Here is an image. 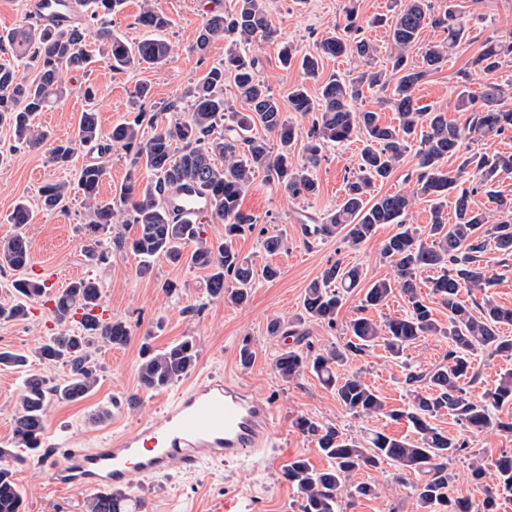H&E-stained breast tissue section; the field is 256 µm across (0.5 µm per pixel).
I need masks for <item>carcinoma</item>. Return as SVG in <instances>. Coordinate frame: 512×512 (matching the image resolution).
Listing matches in <instances>:
<instances>
[{
  "label": "carcinoma",
  "mask_w": 512,
  "mask_h": 512,
  "mask_svg": "<svg viewBox=\"0 0 512 512\" xmlns=\"http://www.w3.org/2000/svg\"><path fill=\"white\" fill-rule=\"evenodd\" d=\"M124 4L125 0H68L64 13L69 23L65 26L27 22L0 33V50L11 52L12 58L0 63V126L9 127L19 143L37 149L47 140L48 134L36 118L70 92L65 73L85 68L90 62L93 49L86 40L89 28H96L98 49L106 53L116 71L167 62L172 46L161 33L169 28L171 20L144 5L137 22L147 36L131 44L113 33L107 21V16ZM344 13L346 24L341 33L322 41L317 54L302 57L300 66L306 74H316L323 55H350L365 63L372 58L375 48L360 36L363 26L354 4H349ZM429 23L443 29L445 37L428 45L422 54V66L411 65L409 53ZM466 36V23L455 0H448V9L438 15L433 13L431 0H404L390 24L391 70L364 71L349 80L331 76L322 83L316 97L300 84L284 102L259 77L261 59L252 50L259 42L276 37L264 0H236L231 11L209 16L199 33L197 52L205 53L210 44L222 40L224 61L212 66L186 91L190 103L187 119L165 125L155 114L146 116L143 105L150 89L142 83L134 87V117L112 126L108 144L101 147V152L107 153L118 144L125 151L129 175L119 188L118 200L99 198L105 174L102 165H84L79 170L77 188L86 209L84 234L91 242L89 261L108 260L112 250L101 249L100 237L111 232L112 225L122 224L133 233L116 236L113 244L115 249L130 250L141 258L139 275L151 273L152 261L160 256L173 264L185 262L209 271L207 288L211 297L240 306L247 302L257 280L271 281L279 275L270 264L257 268L233 247L236 237L257 224L253 215L241 209V198L256 176L264 175L267 182L283 188L292 199L312 196L318 191L313 170L325 146L362 137L357 171L347 179L342 202L322 222L303 225L304 234L339 236L357 247L369 242L381 224L403 226L380 247V255L393 268L394 277L375 281L364 289L361 310L381 306L396 291L407 300L408 310L380 324L367 316L351 320L347 325L349 339L341 348L316 352L308 344L304 353L284 349L274 361V370L282 380L294 381L307 369L334 391L348 413L366 418L384 414L405 418L417 438L409 440L375 431L360 442L333 426H323L306 416L297 418L299 431L314 439L331 461L329 468L317 470L307 459L296 457L282 471L284 480L296 489L299 512H339L340 494L352 474L377 469L387 461L415 474L408 485L417 512H497L500 497L512 496V454L506 452L496 460L495 479L490 484L483 462H471L470 479L482 491L480 500L454 496L448 463L465 453L468 445L449 437L432 422L446 411L471 431L512 433V420L496 415L503 406L512 405V372L501 374L495 387L477 398L471 397L466 388L476 379L472 366L476 351L512 356V336L501 331L504 326H512V308L498 305L488 295L492 278L484 259L490 242L500 255L512 256V197L494 189L503 176L512 174V154L473 151L478 141L512 133V83L493 80L495 72L512 61V37L487 38L471 59V68L488 76V81L475 92L466 85L459 92L458 111L469 113L465 123L457 124L443 112L418 106L413 96L417 85L445 64ZM15 61L32 66L35 77L30 80L20 75ZM393 78L396 86L388 102L398 115L395 125L382 123L373 109L357 107L367 95L385 91ZM226 81L232 82L246 110L227 113ZM287 110L313 118L299 159L295 158L299 129L286 117ZM145 122L151 128L148 134L143 129ZM257 126L271 138L253 135ZM100 142L97 113L85 111L80 115L75 138L52 148L50 161L64 167L73 160L76 144ZM413 142L418 143L416 178L408 174L406 188L377 194L376 186L392 176ZM451 159L458 165L447 170L445 164ZM468 181L469 187L465 186ZM185 186L195 187L210 199L212 219L224 224V241L214 243L203 238L196 217L178 219L172 215L168 196ZM479 190L489 196L496 214L471 206V196ZM70 193L66 182L47 184L41 191L43 206L62 209ZM450 193L455 194L451 223L445 212ZM422 199L431 203L430 224L420 230L405 225V221L416 201ZM32 220L27 204L16 203L9 217L15 232L0 242V268L20 270L30 263L31 246L25 228ZM420 269L439 272L432 281V291L448 308L446 328L437 323L432 308L417 291L416 272ZM229 281L233 282L230 289L226 287ZM361 282L359 266H344L339 261L332 264L305 289L302 316L334 326L344 294ZM15 288L22 300L8 310V316L23 319L28 315L27 302L42 297L45 286L37 280L22 279ZM464 289L480 292L483 303L474 308L466 305L459 299ZM100 299L99 285L91 278L70 284L54 299L51 313L57 324L75 321L79 325V331L61 330L37 348L41 362L68 367L69 374L58 384L50 387L42 375L28 369L27 355L0 351V366L21 368L25 375L12 447L0 448V461L15 456L21 448L32 454L39 451L45 431L47 392L76 402L95 389V345L122 347L130 341L131 330L125 322L104 321L94 314ZM295 326L294 321L274 319L268 332L271 336H295ZM427 336L448 338V352L432 368L411 369L406 374V383L413 390L405 411H386L381 395L360 374L336 373V367L351 355L381 346L390 357L399 359ZM196 360L197 350L191 339L160 352L145 343L137 371L139 386L144 391L172 386L193 369ZM22 508L23 496L13 472L0 466V512H22ZM85 509L128 512L124 495L110 489L96 493Z\"/></svg>",
  "instance_id": "1"
}]
</instances>
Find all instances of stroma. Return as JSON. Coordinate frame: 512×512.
<instances>
[{
	"label": "stroma",
	"mask_w": 512,
	"mask_h": 512,
	"mask_svg": "<svg viewBox=\"0 0 512 512\" xmlns=\"http://www.w3.org/2000/svg\"><path fill=\"white\" fill-rule=\"evenodd\" d=\"M172 21L164 36L172 46L167 64L156 68L112 70L105 58H97L89 71H72L65 79L70 93L42 112L39 121L51 134L52 143L74 137L81 112L95 110L102 134L124 120L132 110L131 93L137 84L151 87L145 108L160 113L162 120L173 122L187 116L185 91L211 66L224 58V42L211 44L205 54L195 51L197 37L212 12L228 11L236 0H126L123 8L110 15L111 28L129 42L143 38L145 31L137 16L143 2ZM467 20L465 45L444 66L419 84L414 97L418 105H429L446 112L449 120L464 123L465 113L456 109L457 96L463 86L477 88L484 76L469 71L468 61L490 36L512 34V0H459ZM347 0H266V7L277 31V41L261 43L257 53L262 61L260 77L280 98H287L297 84H306L310 93H318L324 79L362 71L385 68L390 54L387 28L363 29L362 34L377 48L369 65L347 58H322L317 78L306 77L299 65L283 67L278 60L280 42L291 43L299 53L315 52L317 44L335 34L343 20ZM469 71V83H462V71ZM98 88L94 100H85L84 82ZM358 140L331 144L324 148L316 167L319 183L316 195L299 200L264 178H257L245 194L242 207L257 219L253 233L234 240L235 249L256 265L274 264L280 270L272 281L255 283L247 303L237 307L209 296L206 288L208 272L185 264L175 265L157 258L150 275L139 276L138 257L123 251L113 254L105 264L89 262L85 256L87 239L82 226L85 209L80 193H71L66 211L41 208L40 189L55 182H75L82 165L99 163L105 167L100 184L102 199L113 198L126 177L125 153L115 147L101 153L93 146L78 147L73 163L66 168L53 165L47 148L32 150L16 143L9 128L0 127V240L14 232L8 216L14 205L27 201L34 219L26 228L31 243V262L57 270L62 285L82 278H94L101 289V303L112 318L125 321L131 331L130 342L119 348L100 347L95 353L99 366V383L85 399L65 402L56 395L46 401L44 447L50 455L24 456L12 461L13 477L24 497L23 512H84L91 498L88 489L56 487L48 478L50 460L60 459L64 449L95 448L118 432H130L149 421H160L179 385L146 392L140 389L137 366L143 338H150L155 350L161 351L183 338H193L198 360L197 376L216 378L230 374L245 384L253 396L270 403L274 409L272 435L274 446L267 462L250 461L213 463L190 475L174 472L166 476L145 478L133 475L125 490L130 512H299V501L293 486L282 471L293 458L302 456L319 470L329 467V460L319 451L315 441L301 434L295 426L298 417L306 416L325 426H334L349 437L365 440L373 431L394 437L411 436L407 420L390 416L359 418L348 413L335 394L311 373L298 379L283 381L273 370L281 350L295 344V337L272 336L267 332L270 320L285 321L300 317L302 300L308 284L335 262L359 265L365 283L392 277L388 263L379 255L382 241L398 231L397 225H380L371 241L349 247L339 238L314 240L302 232L300 219L310 216L322 219L333 211L344 196V186L356 169ZM267 234H280L287 240L284 250L267 253L262 239ZM175 291H168V284ZM359 293L348 294L336 317L335 327L304 320L299 326L307 343L314 349L342 346L347 337L346 324L360 312ZM57 326L45 301L32 303L26 319L0 317V350L32 352ZM250 345L254 359L250 366L239 363L242 345ZM448 350L443 336H430L408 348L400 360H392L382 348L350 358L337 369L338 375L361 374L364 381L381 394L387 409H407L411 396L404 383L407 367L427 368L441 360ZM22 392L21 372L0 368V445H9ZM110 407L113 417L96 422L100 408ZM434 423L449 436L467 441V455L452 460L448 466L453 476L452 493L458 497L479 500L481 493L469 478L472 458H482L492 465L504 452L512 453V435L494 430L472 432L460 421L440 415ZM353 483H368L375 493L359 499L342 498L340 512H416L409 489L400 479L394 463L382 464L376 470H362Z\"/></svg>",
	"instance_id": "1"
}]
</instances>
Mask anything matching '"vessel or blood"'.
<instances>
[{"label": "vessel or blood", "instance_id": "1", "mask_svg": "<svg viewBox=\"0 0 512 512\" xmlns=\"http://www.w3.org/2000/svg\"><path fill=\"white\" fill-rule=\"evenodd\" d=\"M271 405L251 396L241 382L200 379L177 394L157 423L107 440L100 448H68L48 470L66 488L120 491L131 473L148 477L178 469L196 473L223 460L265 459L273 446Z\"/></svg>", "mask_w": 512, "mask_h": 512}]
</instances>
